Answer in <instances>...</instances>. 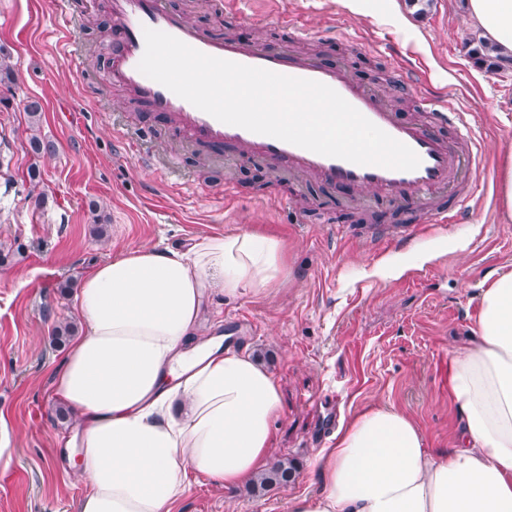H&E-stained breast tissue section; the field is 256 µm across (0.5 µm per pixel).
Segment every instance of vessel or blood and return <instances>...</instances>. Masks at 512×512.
I'll return each instance as SVG.
<instances>
[{"instance_id": "vessel-or-blood-1", "label": "vessel or blood", "mask_w": 512, "mask_h": 512, "mask_svg": "<svg viewBox=\"0 0 512 512\" xmlns=\"http://www.w3.org/2000/svg\"><path fill=\"white\" fill-rule=\"evenodd\" d=\"M112 22L114 35L107 49L110 67L105 85L136 98L163 124L182 134L187 143L215 148L228 145L271 168L330 185L344 184L369 201L388 198L401 206L426 208L433 226L447 223L444 198L455 196L467 171L482 163L479 144L468 134L464 113L443 96L424 95L423 120L399 119L380 94L356 82L344 66L234 38L208 36L184 15L168 8L164 0H112ZM147 28L170 34L209 56L328 85L368 120L410 147L420 158L419 166L401 171L357 165L218 121L139 71L145 50L143 31ZM449 126L456 128V136L445 135ZM416 231L410 224H389L370 227L367 234L379 241L396 242Z\"/></svg>"}]
</instances>
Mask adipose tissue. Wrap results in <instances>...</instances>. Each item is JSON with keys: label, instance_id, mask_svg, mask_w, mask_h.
<instances>
[{"label": "adipose tissue", "instance_id": "ef3b65f1", "mask_svg": "<svg viewBox=\"0 0 512 512\" xmlns=\"http://www.w3.org/2000/svg\"><path fill=\"white\" fill-rule=\"evenodd\" d=\"M466 17L512 59V0H466ZM283 242L253 230L182 247L135 246L87 270L83 326L51 375L75 412L61 444L85 485L79 512H177L193 480L234 490L270 467L283 413L276 380L205 335L208 297L274 287ZM468 343L448 361L456 444L426 448L406 414L371 406L314 462L321 488L289 512H512V271L487 277Z\"/></svg>", "mask_w": 512, "mask_h": 512}]
</instances>
